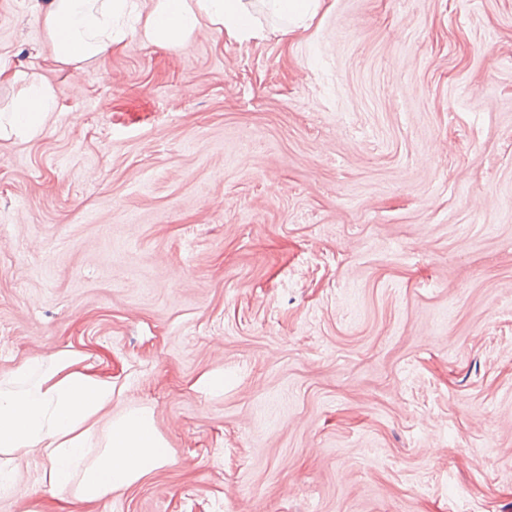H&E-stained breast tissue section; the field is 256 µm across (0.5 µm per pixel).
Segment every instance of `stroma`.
<instances>
[{
  "label": "stroma",
  "instance_id": "obj_1",
  "mask_svg": "<svg viewBox=\"0 0 512 512\" xmlns=\"http://www.w3.org/2000/svg\"><path fill=\"white\" fill-rule=\"evenodd\" d=\"M0 0V379L78 354L88 421L171 461L84 507L23 459L0 512H512V0H324L63 64ZM223 373L224 389L206 376ZM273 12L289 22L288 32L309 29L323 0H269ZM55 108V97L50 86L28 83L19 91L11 107L0 111V136H35L45 124L49 112H54Z\"/></svg>",
  "mask_w": 512,
  "mask_h": 512
}]
</instances>
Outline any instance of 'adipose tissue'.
I'll list each match as a JSON object with an SVG mask.
<instances>
[{"instance_id":"1","label":"adipose tissue","mask_w":512,"mask_h":512,"mask_svg":"<svg viewBox=\"0 0 512 512\" xmlns=\"http://www.w3.org/2000/svg\"><path fill=\"white\" fill-rule=\"evenodd\" d=\"M208 18L234 41L265 38L250 0H47L41 20L57 59L65 64L98 58L118 48L127 32H141L160 47L183 43ZM56 108L50 86L31 82L11 107L0 111V136H35ZM112 401V383L81 368L77 354L33 355L0 387V460L12 465L15 452L44 458L43 480L59 489L79 481V498L92 503L128 488L169 461L148 410H130L110 424L108 443L89 457L85 419Z\"/></svg>"}]
</instances>
